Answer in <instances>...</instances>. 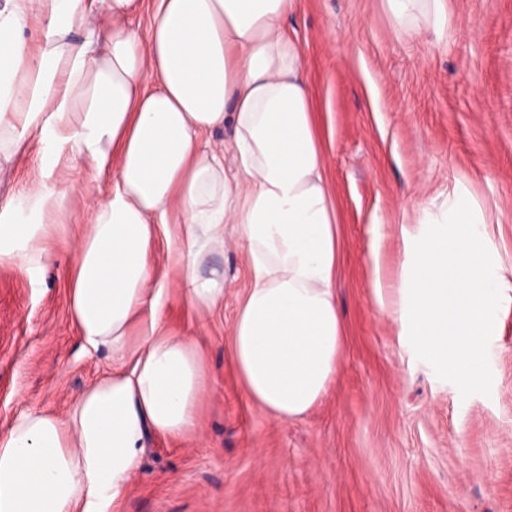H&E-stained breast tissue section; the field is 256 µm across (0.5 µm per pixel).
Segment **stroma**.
Returning <instances> with one entry per match:
<instances>
[{
  "label": "stroma",
  "instance_id": "obj_1",
  "mask_svg": "<svg viewBox=\"0 0 512 512\" xmlns=\"http://www.w3.org/2000/svg\"><path fill=\"white\" fill-rule=\"evenodd\" d=\"M446 4L441 36L400 33L384 0H298L286 25L305 57L340 233L335 384L288 421L251 402L230 361L244 249L228 228L223 251L200 261L201 275L223 272L224 307L199 315L159 245L165 324L205 340L212 389L194 437L151 440L121 512H512V306L489 343L487 397L440 379L392 313L407 234L457 188L482 207L493 255L512 271V0ZM40 158L34 143L0 167V203L44 179L73 188L40 278L0 266V430L28 410L66 412L108 368L81 349L64 274L110 183L70 152L48 175Z\"/></svg>",
  "mask_w": 512,
  "mask_h": 512
}]
</instances>
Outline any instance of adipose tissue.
Segmentation results:
<instances>
[{"instance_id": "ef3b65f1", "label": "adipose tissue", "mask_w": 512, "mask_h": 512, "mask_svg": "<svg viewBox=\"0 0 512 512\" xmlns=\"http://www.w3.org/2000/svg\"><path fill=\"white\" fill-rule=\"evenodd\" d=\"M403 31H444V0H385ZM139 0H7L0 9V162L42 146L52 170L70 151L111 191L68 270L83 348L107 371L62 415L31 410L0 432V512H119L152 437L182 440L210 387L206 343L166 332L158 228L198 313L224 304V278L200 259L233 225L250 286L230 358L249 399L282 420L309 413L336 380L340 240L304 58L282 21L297 0H158L148 39L129 25ZM43 40L29 54L32 17ZM230 129L237 179L203 133ZM68 192L47 183L0 209V266L37 277Z\"/></svg>"}]
</instances>
